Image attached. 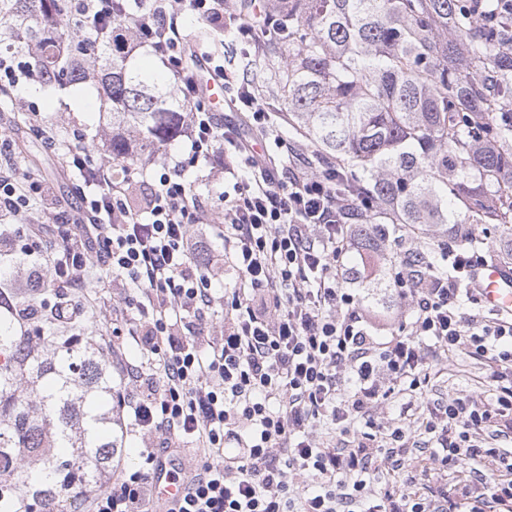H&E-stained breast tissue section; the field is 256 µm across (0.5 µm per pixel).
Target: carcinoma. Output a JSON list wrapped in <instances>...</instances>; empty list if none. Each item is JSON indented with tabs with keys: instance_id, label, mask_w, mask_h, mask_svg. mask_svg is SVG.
Returning a JSON list of instances; mask_svg holds the SVG:
<instances>
[{
	"instance_id": "1",
	"label": "carcinoma",
	"mask_w": 512,
	"mask_h": 512,
	"mask_svg": "<svg viewBox=\"0 0 512 512\" xmlns=\"http://www.w3.org/2000/svg\"><path fill=\"white\" fill-rule=\"evenodd\" d=\"M257 36L254 88L336 169L340 199L373 207L352 225L358 251L390 276L384 233L402 224L420 240L403 255L435 273L426 242L448 229L472 249L493 224L511 239L512 26L480 19L466 0H231ZM58 0H0L35 43L47 83L101 71L117 162L159 152L179 133L184 104L154 72L133 65L121 39L90 54L79 36L43 38ZM0 292V512H66L68 489L99 490L112 470V364L80 329L40 326L42 295Z\"/></svg>"
}]
</instances>
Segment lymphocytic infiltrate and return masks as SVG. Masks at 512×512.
<instances>
[{
  "mask_svg": "<svg viewBox=\"0 0 512 512\" xmlns=\"http://www.w3.org/2000/svg\"><path fill=\"white\" fill-rule=\"evenodd\" d=\"M89 46L127 23L137 45L173 72L188 104L186 137L192 162L221 168L231 192L219 210L206 208L172 159L153 180L136 187L88 150H71L66 164L81 182L76 216L57 211L52 185L24 182L12 146L0 137V216L18 218L32 205L76 230L62 250L44 251L30 240L34 267L73 288L87 265L104 267L132 284L126 309L138 329L113 326L133 340L138 363L125 364L115 391L141 442L138 470L121 472L90 497V512H155L159 471L188 478L177 512H512V451L487 442L512 432V317L463 312L460 297L480 259L460 247L446 251L449 276L420 279L408 266L393 285L408 303L411 331L393 332L389 319L344 288L337 261L353 247L350 204L336 195L335 171L280 172L270 153L251 144L211 112L198 87L194 61L185 54L182 14L191 10L215 35L250 30L225 0H62ZM201 55L224 80L251 126L283 147L249 81L224 68L219 55ZM224 242L221 263L234 286L217 294L197 257L210 236ZM224 306L220 334L204 318ZM443 352L467 351L485 359L497 385L495 402L464 396L434 402L421 428L436 439L424 472L442 480L463 460L479 462L475 484L451 492L378 490L375 476L406 459L401 432L385 443L355 428L372 408L418 377L426 342ZM339 431L328 445L317 429ZM195 466L183 473L176 454ZM305 478L299 490L292 475Z\"/></svg>",
  "mask_w": 512,
  "mask_h": 512,
  "instance_id": "lymphocytic-infiltrate-1",
  "label": "lymphocytic infiltrate"
}]
</instances>
